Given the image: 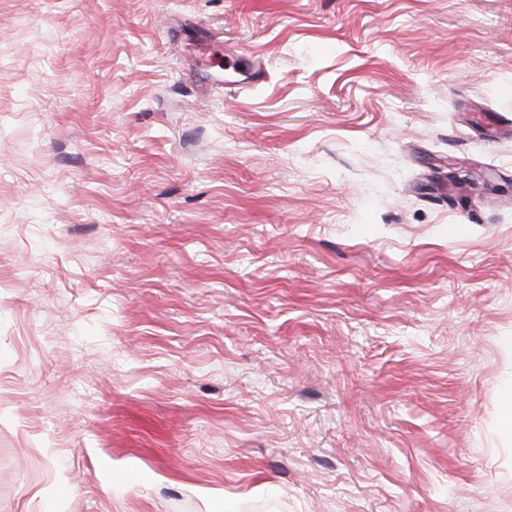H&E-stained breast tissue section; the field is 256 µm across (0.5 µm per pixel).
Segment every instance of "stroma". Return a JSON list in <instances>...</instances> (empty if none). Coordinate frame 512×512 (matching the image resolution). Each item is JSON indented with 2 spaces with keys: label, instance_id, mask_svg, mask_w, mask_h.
I'll use <instances>...</instances> for the list:
<instances>
[{
  "label": "stroma",
  "instance_id": "stroma-1",
  "mask_svg": "<svg viewBox=\"0 0 512 512\" xmlns=\"http://www.w3.org/2000/svg\"><path fill=\"white\" fill-rule=\"evenodd\" d=\"M511 407L512 0H0V512H512Z\"/></svg>",
  "mask_w": 512,
  "mask_h": 512
}]
</instances>
